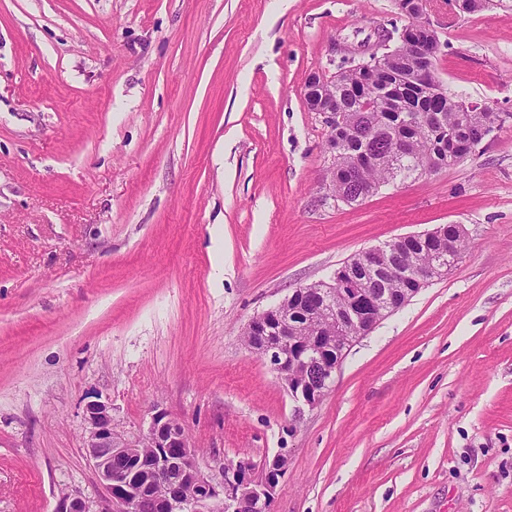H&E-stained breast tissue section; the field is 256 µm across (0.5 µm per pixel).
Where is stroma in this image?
<instances>
[{
    "instance_id": "obj_1",
    "label": "stroma",
    "mask_w": 512,
    "mask_h": 512,
    "mask_svg": "<svg viewBox=\"0 0 512 512\" xmlns=\"http://www.w3.org/2000/svg\"><path fill=\"white\" fill-rule=\"evenodd\" d=\"M394 0H0V512L100 508L85 405L155 410L200 462L288 451L272 512H512V0L427 20L447 91L503 120L454 166L337 201L310 73ZM440 224L462 259L297 411L252 317Z\"/></svg>"
}]
</instances>
